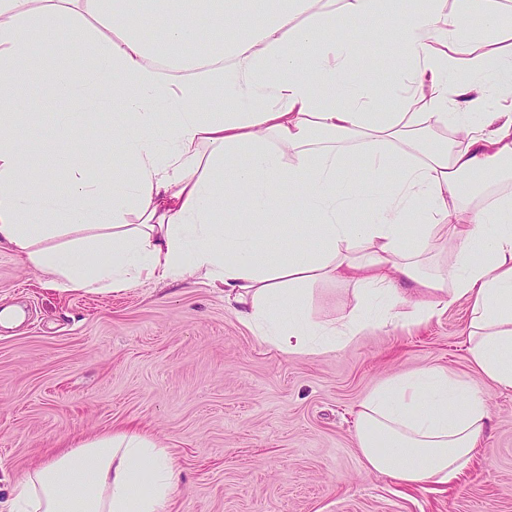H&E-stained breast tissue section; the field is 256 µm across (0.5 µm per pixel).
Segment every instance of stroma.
Segmentation results:
<instances>
[{
    "instance_id": "35a3bbf8",
    "label": "stroma",
    "mask_w": 512,
    "mask_h": 512,
    "mask_svg": "<svg viewBox=\"0 0 512 512\" xmlns=\"http://www.w3.org/2000/svg\"><path fill=\"white\" fill-rule=\"evenodd\" d=\"M374 20L339 18L361 42L352 78L388 91L405 68L395 48L367 41ZM30 118L16 130L35 160L67 159L97 130L80 115L56 124L38 71L19 80ZM356 302L353 286L320 282L309 308L330 321ZM0 512L49 451L135 427L174 452L183 481L173 512H512V389L470 361V306L459 300L409 328L387 326L330 353L282 355L205 279L144 281L121 292L62 291L47 273L0 252ZM424 368L456 374L488 402L486 444L458 479L405 485L367 470L356 445L361 400Z\"/></svg>"
}]
</instances>
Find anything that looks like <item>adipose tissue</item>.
Here are the masks:
<instances>
[{"instance_id": "ef3b65f1", "label": "adipose tissue", "mask_w": 512, "mask_h": 512, "mask_svg": "<svg viewBox=\"0 0 512 512\" xmlns=\"http://www.w3.org/2000/svg\"><path fill=\"white\" fill-rule=\"evenodd\" d=\"M274 2L255 23L240 0H0V250L66 291L204 278L286 356L422 324L464 299L472 362L511 389L512 193L476 208L463 200L486 190L466 177L512 176V44L500 0H456L453 13L449 0H420L402 27L368 32L412 63L389 112L377 109L380 91L349 83L360 46L334 33L338 16H379L388 0ZM472 9L484 30H464ZM231 24L240 36L204 50ZM35 44L61 47L68 64ZM192 46L199 54L188 55ZM33 68L54 98L100 112L124 170H85L92 140L57 170L28 160L9 80ZM488 73L507 94L494 107L479 83ZM204 86L222 89L224 106L201 104ZM277 208L314 222L278 223ZM352 210L364 223L346 222ZM276 238L291 249L271 253ZM305 238L317 248L301 247ZM324 281L354 285L361 305L314 320L309 287ZM487 420L480 390L427 369L364 398L356 440L370 470L445 484L483 445ZM181 474L173 452L124 428L51 452L9 510L169 512Z\"/></svg>"}]
</instances>
